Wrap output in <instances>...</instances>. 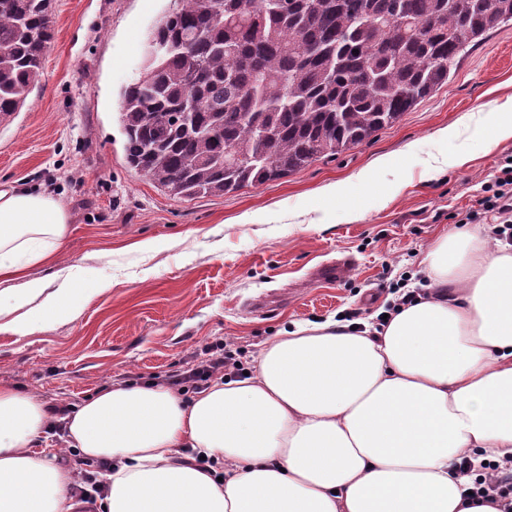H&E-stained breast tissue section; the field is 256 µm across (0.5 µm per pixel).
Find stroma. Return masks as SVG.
Instances as JSON below:
<instances>
[{
  "label": "stroma",
  "mask_w": 512,
  "mask_h": 512,
  "mask_svg": "<svg viewBox=\"0 0 512 512\" xmlns=\"http://www.w3.org/2000/svg\"><path fill=\"white\" fill-rule=\"evenodd\" d=\"M173 0H53L43 76L0 125V183L52 188L70 236L46 277L82 266L110 281L76 318L26 336L0 332V381L77 404L115 381L163 377L205 345L255 357L271 337L360 309L377 316L495 182L512 140L487 144L473 120L512 113V24L453 67L447 84L345 153L223 196L178 198L128 167L119 93ZM456 126L455 140L441 139ZM343 196L322 194L328 183ZM151 241V251L139 244Z\"/></svg>",
  "instance_id": "obj_1"
}]
</instances>
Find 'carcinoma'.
I'll list each match as a JSON object with an SVG mask.
<instances>
[{"mask_svg": "<svg viewBox=\"0 0 512 512\" xmlns=\"http://www.w3.org/2000/svg\"><path fill=\"white\" fill-rule=\"evenodd\" d=\"M121 90L127 165L222 196L334 157L446 83L512 0H175ZM52 0H0V124L42 76ZM234 153L238 161L224 164Z\"/></svg>", "mask_w": 512, "mask_h": 512, "instance_id": "cac0c4a2", "label": "carcinoma"}]
</instances>
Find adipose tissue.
<instances>
[{
  "instance_id": "obj_1",
  "label": "adipose tissue",
  "mask_w": 512,
  "mask_h": 512,
  "mask_svg": "<svg viewBox=\"0 0 512 512\" xmlns=\"http://www.w3.org/2000/svg\"><path fill=\"white\" fill-rule=\"evenodd\" d=\"M69 222L52 192L0 184V331L52 327L108 289L28 277ZM421 264L427 295L381 331L298 326L250 379L187 397L158 380L101 389L73 406L67 457L41 445L48 405L0 382V512H71L76 458L110 464L103 512H500L466 498L459 467L512 464V245L457 228Z\"/></svg>"
}]
</instances>
